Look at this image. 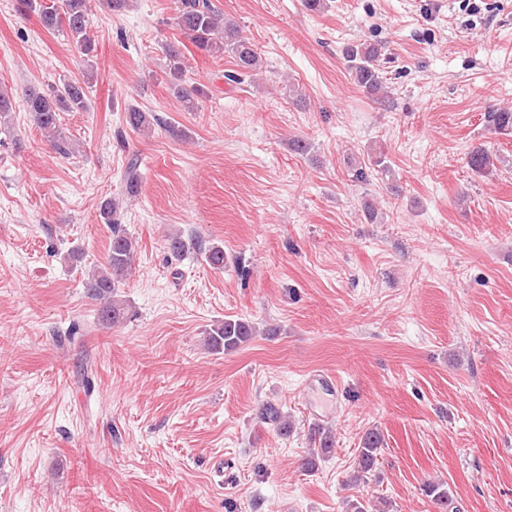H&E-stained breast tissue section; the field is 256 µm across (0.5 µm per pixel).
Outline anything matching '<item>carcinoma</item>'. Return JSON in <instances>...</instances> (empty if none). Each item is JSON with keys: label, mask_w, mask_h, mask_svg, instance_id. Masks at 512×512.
I'll list each match as a JSON object with an SVG mask.
<instances>
[{"label": "carcinoma", "mask_w": 512, "mask_h": 512, "mask_svg": "<svg viewBox=\"0 0 512 512\" xmlns=\"http://www.w3.org/2000/svg\"><path fill=\"white\" fill-rule=\"evenodd\" d=\"M88 0H61V5L45 6L41 0H18V11L34 13L41 25L48 30L67 29L72 40L79 45L83 54L91 56L94 47L86 34ZM176 26L184 37L201 52L210 56H229L235 69L226 74V78L240 83L251 73L260 69V55L251 41L242 36L239 25L224 18L212 0H178ZM165 70L173 97L186 109L195 108V97L203 94L197 86L184 85L183 53L180 46L169 42L164 45ZM381 48L375 44L359 43L350 45L345 50L347 69L356 85L368 95L377 96L385 93L384 77L379 65ZM93 73L85 72L82 79L64 81L46 90L30 88L25 94L26 111L41 134L50 140L62 154L70 153L60 126V113L82 112L89 108L86 89ZM490 121L502 131H512V111L496 109L489 113ZM127 126L134 132L147 135L159 119L138 108L131 107L125 115ZM469 166L476 173H484L493 165L492 157L482 146H475L468 153ZM125 191L134 196L140 188L139 158L128 160L125 175ZM119 202L107 198L101 202L99 212L104 223L111 229L106 264L86 282L88 293L101 301L99 317L112 324L120 322L125 315L124 303L117 299L118 288L122 287L132 269L135 257V241L122 228L117 218ZM254 336L252 324L242 318L228 317L211 327L207 333V345L215 351L233 352L246 345ZM263 419L277 425L283 432H288V416L276 406L269 404L262 408ZM310 440L313 448L305 459L306 469H314L316 458L331 452L333 438L325 428L317 426L311 429ZM383 439L379 432L366 434L359 458L354 482L367 478L377 464ZM424 491L440 505L448 504V489L442 484L428 482Z\"/></svg>", "instance_id": "cac0c4a2"}]
</instances>
